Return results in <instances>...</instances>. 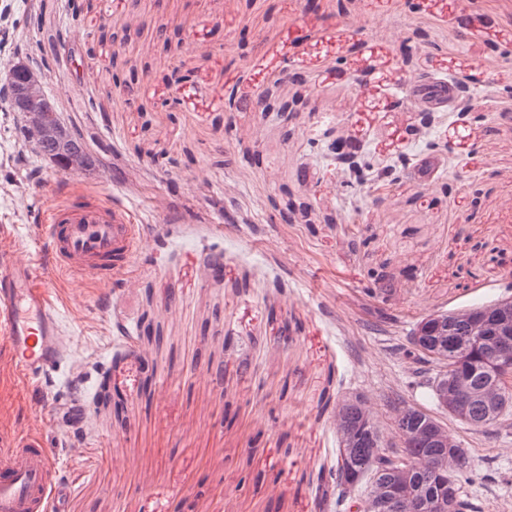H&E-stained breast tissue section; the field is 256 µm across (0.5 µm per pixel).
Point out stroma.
<instances>
[{"instance_id":"1","label":"stroma","mask_w":512,"mask_h":512,"mask_svg":"<svg viewBox=\"0 0 512 512\" xmlns=\"http://www.w3.org/2000/svg\"><path fill=\"white\" fill-rule=\"evenodd\" d=\"M321 4L0 0V77L21 46L96 160L16 164L20 120L0 111V252L39 263L29 240L58 186L108 194L145 227L112 288L58 280L72 342L52 386H22L0 348V435L43 434L65 473L58 512H320L337 448L326 391L364 393L391 448L397 406L439 417L476 465L478 512H512V429L449 420L434 365L404 353L421 316L512 292V0ZM418 30L409 68L396 49ZM421 72L477 89L479 117L437 120L428 137L450 149L433 177L348 188L313 142L343 134L421 164L407 133ZM295 73L307 106L267 111L263 91L288 99ZM291 200L311 214L284 218ZM376 274L389 293L371 294ZM150 323L161 340L139 338Z\"/></svg>"}]
</instances>
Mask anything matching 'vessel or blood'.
Segmentation results:
<instances>
[{
  "mask_svg": "<svg viewBox=\"0 0 512 512\" xmlns=\"http://www.w3.org/2000/svg\"><path fill=\"white\" fill-rule=\"evenodd\" d=\"M143 237L126 208L68 197L53 204L49 223L36 227L41 266L0 254V346L25 387L47 386L68 351L54 283L63 276L117 280ZM61 486L60 462L41 435L0 444V512H55Z\"/></svg>",
  "mask_w": 512,
  "mask_h": 512,
  "instance_id": "1",
  "label": "vessel or blood"
}]
</instances>
